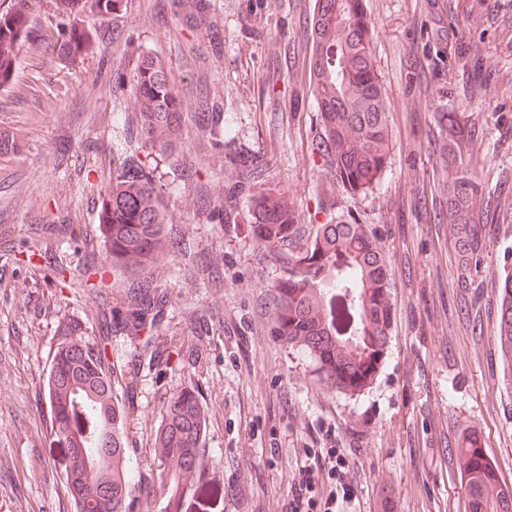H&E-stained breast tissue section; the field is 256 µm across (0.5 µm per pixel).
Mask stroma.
<instances>
[{"label": "stroma", "mask_w": 512, "mask_h": 512, "mask_svg": "<svg viewBox=\"0 0 512 512\" xmlns=\"http://www.w3.org/2000/svg\"><path fill=\"white\" fill-rule=\"evenodd\" d=\"M314 0H208L219 35L184 17L172 0H127L91 53L60 61L53 39L67 21L40 0L39 46L20 52L12 82L0 87V128L13 129L17 153L0 155V229L23 246L33 224L65 217L98 234L100 198L125 152L157 165L168 210L200 251L224 260L216 289L178 277L165 259L153 270L174 311L156 341L172 352L196 338L180 321L183 304L223 316L224 331L205 362L162 378L142 370L125 424L132 471L147 472L151 433L166 399L194 387L207 414L204 462L215 493L192 512H284L306 448L335 436L351 464L352 495L341 512H464L455 454L462 432L479 430L487 457L512 484V384L494 350L497 275L512 259V221L488 225V270L479 288L457 285L453 248L436 213L437 189L467 165L485 188L512 173V0H365L374 28L373 60L392 115L390 164L372 193L329 202L376 228L393 257V324L387 355L361 396L324 386L302 353L266 328L259 300L278 267L263 263L241 226L196 216V184L221 195L222 150L191 122L172 155L135 148L129 138L131 78L142 56L162 60L187 106L220 103L238 145L257 152L262 178L288 192L302 223L323 199L310 152L316 123L308 93ZM457 24H450V17ZM480 50L481 97L466 99L448 61ZM454 106L475 127L480 148L440 159L433 113ZM191 179L177 174L184 161ZM95 299L69 300L35 283L13 253L0 250V512H74L64 483L66 451L50 447L43 382L62 328L95 330Z\"/></svg>", "instance_id": "35a3bbf8"}]
</instances>
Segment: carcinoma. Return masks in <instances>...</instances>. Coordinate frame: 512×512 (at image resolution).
Wrapping results in <instances>:
<instances>
[{"mask_svg": "<svg viewBox=\"0 0 512 512\" xmlns=\"http://www.w3.org/2000/svg\"><path fill=\"white\" fill-rule=\"evenodd\" d=\"M124 3L55 0L58 15L69 19L54 43L57 58L83 60L97 30L118 16ZM177 7L188 18L203 16L202 0H178ZM34 11L32 0H10L0 13V86L11 82L22 48L39 39L32 25ZM310 30L309 92L317 108L310 150L320 159L323 193L366 195L388 167L392 137L363 0H315ZM455 67L465 94L477 96L480 85L470 82L469 75L483 67V57L474 54ZM132 97V122L144 144L161 151L173 148L183 126V101L164 63L150 55L140 59L132 76ZM193 117L214 146L224 147L219 106L201 103ZM437 118L436 151L446 157L469 135L453 107ZM227 162L232 184L218 198L200 190L201 214L221 225H246L262 260L279 266L278 278L260 300L271 335L310 356L324 385L359 396L384 360L392 323L395 270L379 233L352 217L301 224L296 204L284 190L257 182L262 168L256 155L238 147L228 153ZM159 179L136 152L125 156L101 199L100 240L96 245L82 242L83 265L73 268L57 254L47 224L32 230L22 250L23 261L43 281L102 301L98 335L85 336L78 323L64 328L45 392L49 440L64 439L66 488L77 512H190L209 485L202 455V405L195 390L184 387L167 398L161 424L151 436L145 497L135 495L121 430L124 408L116 394L122 381L108 357L113 338L119 336L128 343L134 365L145 364L159 377L168 369L171 354L155 342L172 306L169 291L151 276L160 259L177 260V273L185 280L224 287V268L173 232ZM439 196L447 203L448 238L458 265L466 274L480 272L486 254L481 226L512 212V199L491 196L465 168L448 177ZM108 271L124 277L114 301L108 300L104 280L90 282L92 275ZM497 292L494 344L501 360L512 366V271L503 273ZM181 318L205 339L183 355L186 362L196 363L224 328V319L190 303L182 306ZM458 465L464 512H512V485L499 478L484 452L463 449Z\"/></svg>", "mask_w": 512, "mask_h": 512, "instance_id": "cac0c4a2", "label": "carcinoma"}]
</instances>
